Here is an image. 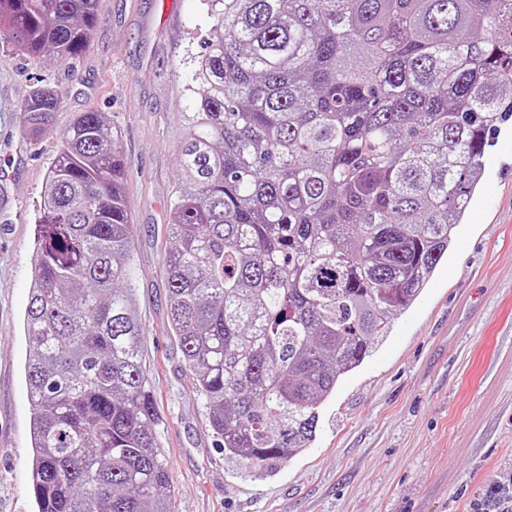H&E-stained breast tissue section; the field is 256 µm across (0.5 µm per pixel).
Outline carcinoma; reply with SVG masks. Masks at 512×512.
<instances>
[{
	"label": "carcinoma",
	"mask_w": 512,
	"mask_h": 512,
	"mask_svg": "<svg viewBox=\"0 0 512 512\" xmlns=\"http://www.w3.org/2000/svg\"><path fill=\"white\" fill-rule=\"evenodd\" d=\"M176 147L169 316L224 459L313 441L321 406L422 292L512 114V0H206ZM97 0H0V41L67 62ZM35 87L21 135L55 125ZM118 132L60 134L25 311L37 512H168Z\"/></svg>",
	"instance_id": "carcinoma-1"
}]
</instances>
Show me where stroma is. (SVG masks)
Wrapping results in <instances>:
<instances>
[{
	"label": "stroma",
	"instance_id": "35a3bbf8",
	"mask_svg": "<svg viewBox=\"0 0 512 512\" xmlns=\"http://www.w3.org/2000/svg\"><path fill=\"white\" fill-rule=\"evenodd\" d=\"M210 26L205 0H98L92 42L72 61L0 45V93L10 101L1 120L20 128L36 86L64 98L51 132L0 148L13 174L7 210L21 216L0 247V512L35 509L23 329L34 206L60 133L92 107L118 130L126 160L132 285L171 478L169 512H501L502 501L512 502V119L485 151L447 256L323 405L310 447L271 473L225 463L171 334L165 268L175 149L183 115L195 109Z\"/></svg>",
	"mask_w": 512,
	"mask_h": 512
}]
</instances>
